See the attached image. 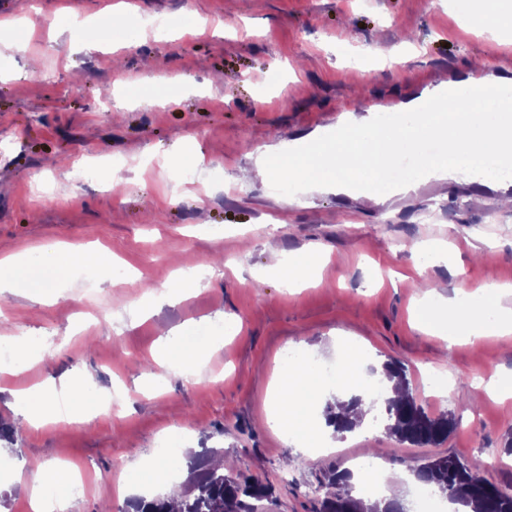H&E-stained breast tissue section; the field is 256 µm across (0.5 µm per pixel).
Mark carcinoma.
Here are the masks:
<instances>
[{
  "mask_svg": "<svg viewBox=\"0 0 512 512\" xmlns=\"http://www.w3.org/2000/svg\"><path fill=\"white\" fill-rule=\"evenodd\" d=\"M384 378L396 380L408 392L400 401L383 400L388 436L414 446L438 445L448 439L456 427L455 416L447 411L432 415L418 405L409 394V380L400 361L385 363ZM324 420L336 435L342 436L354 428L344 415L335 412L331 403L325 406ZM188 469L190 485L180 497L178 509H170L164 496L136 497L129 506L134 512H261L262 502L273 501L270 485L241 470L226 472L209 465L206 458L191 462ZM413 473L423 485L469 512H512L511 494L504 493L455 456L430 458ZM348 478L346 469L333 468L325 475L316 512H408L399 500L356 496Z\"/></svg>",
  "mask_w": 512,
  "mask_h": 512,
  "instance_id": "carcinoma-1",
  "label": "carcinoma"
}]
</instances>
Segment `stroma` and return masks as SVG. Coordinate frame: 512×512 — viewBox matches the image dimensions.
Wrapping results in <instances>:
<instances>
[{
    "label": "stroma",
    "mask_w": 512,
    "mask_h": 512,
    "mask_svg": "<svg viewBox=\"0 0 512 512\" xmlns=\"http://www.w3.org/2000/svg\"><path fill=\"white\" fill-rule=\"evenodd\" d=\"M107 0H0V256L17 255L14 293L0 295V336L21 334L34 362L0 373V426L14 429L0 447V500L27 512L30 490L15 469L71 460L85 467V493L69 512L122 507L117 489L141 494L142 466L160 458L162 439L182 451L215 448L231 468L273 486V512H313L316 488L344 469L389 449L387 473L412 499L407 481L431 457L465 463L501 451L512 434V334L479 346L446 345L418 330L417 284L427 276L454 289L493 280L512 285V209L467 183L428 175L408 191L383 194L368 207L362 192L314 188L294 196L270 183L238 187L235 177L261 151L305 145L336 130L344 113L419 96L455 77L475 76L474 61H502L497 81L512 85V0H137L136 15L112 16V35L98 50L74 51L75 27L100 21ZM493 8L500 36L471 27ZM222 22L219 32L190 28L160 38L154 17ZM398 46L377 62L376 48ZM193 135L192 152L180 140ZM213 167L209 201L176 187L172 174L196 157ZM90 164L100 182L77 180ZM103 246L121 258L123 276L99 281L81 267L56 279L40 253L47 242ZM324 256L322 282L288 289L247 282L263 272L267 252L291 256L310 248ZM222 261V274L183 300L130 307L161 291L177 267ZM383 277L370 282L371 267ZM141 281L131 283L130 271ZM94 285L98 320L75 308ZM242 318L239 334L215 344L205 329ZM184 336L208 358L197 378H152L149 353L163 332ZM335 365L349 349L369 362L397 359L408 369L417 402L431 414L455 413L459 426L436 446L399 444L373 414L347 437L318 427L316 448L270 428L275 366L288 345ZM93 374L99 389L121 377L125 393L94 424L61 421L29 428L16 392ZM502 379L510 394L491 396L475 378ZM300 456L289 467L288 456Z\"/></svg>",
    "instance_id": "35a3bbf8"
}]
</instances>
